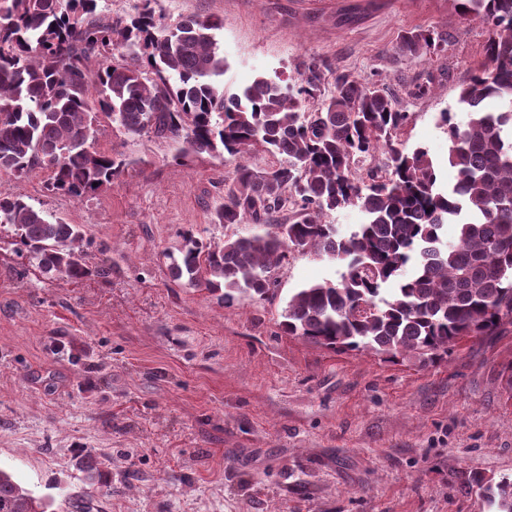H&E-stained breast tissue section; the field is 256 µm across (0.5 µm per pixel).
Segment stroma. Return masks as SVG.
<instances>
[{
	"label": "stroma",
	"mask_w": 512,
	"mask_h": 512,
	"mask_svg": "<svg viewBox=\"0 0 512 512\" xmlns=\"http://www.w3.org/2000/svg\"><path fill=\"white\" fill-rule=\"evenodd\" d=\"M351 8L354 22L341 23ZM156 10L223 19L230 93L260 75L294 82L310 63L383 80L412 114L408 147L426 148L453 182L437 118L466 120L459 88L485 64L490 31L451 0H157ZM416 29L447 36L446 51L396 52ZM419 84L428 93L409 97ZM96 144L127 166L80 201L48 195L42 174L0 172V193L83 225L91 265L110 266L82 281L43 274L0 227L1 470L39 495L57 485L91 497L94 512H489L451 476L512 477V326L435 364L288 336L276 324L288 296L339 278L342 264L292 251L274 301L225 305L174 280L168 256L185 229L223 240L210 212L234 161L179 159L170 140L107 125ZM86 454L106 461L107 485L84 482Z\"/></svg>",
	"instance_id": "1"
}]
</instances>
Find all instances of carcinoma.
<instances>
[{
	"label": "carcinoma",
	"mask_w": 512,
	"mask_h": 512,
	"mask_svg": "<svg viewBox=\"0 0 512 512\" xmlns=\"http://www.w3.org/2000/svg\"><path fill=\"white\" fill-rule=\"evenodd\" d=\"M453 2L491 33L488 63L459 91L467 121L440 113L456 170L451 186L441 185L425 148L402 147L411 113L385 84L338 68L327 86L311 63L296 88L260 76L228 95L216 39L224 21L168 19L153 0L124 18L112 17L109 0H0V172L42 173L50 195L99 192L123 169L95 147L103 122L168 138L179 154H226L237 161L235 175L211 223L253 231L220 243L185 231L178 255H169L175 279L220 291L229 304L270 301L274 269L290 251L310 250L344 271L288 296L283 333L334 351L442 359L466 338L512 325V0ZM441 42L435 31L407 32L397 51L420 58ZM489 97L504 109L484 111ZM258 152L271 159L262 170L246 163ZM347 207L365 222L343 236L328 217ZM450 223L458 237L446 245ZM2 224L41 272H92L81 225L0 193ZM80 470L91 484L109 481L91 455ZM454 479L465 494L482 490L494 512H512V479L494 483L472 471ZM47 508L0 471V512Z\"/></svg>",
	"instance_id": "cac0c4a2"
}]
</instances>
